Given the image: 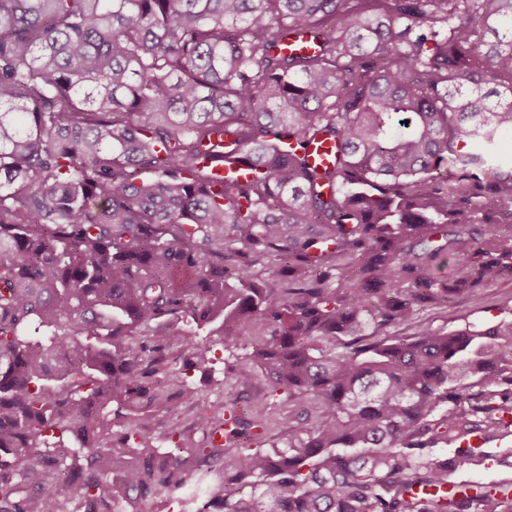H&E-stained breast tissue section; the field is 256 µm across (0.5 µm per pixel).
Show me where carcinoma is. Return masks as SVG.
Listing matches in <instances>:
<instances>
[{"label": "carcinoma", "mask_w": 512, "mask_h": 512, "mask_svg": "<svg viewBox=\"0 0 512 512\" xmlns=\"http://www.w3.org/2000/svg\"><path fill=\"white\" fill-rule=\"evenodd\" d=\"M505 131L512 0H0V512H512L504 484L441 490L480 449L425 453L505 429L485 379L512 383V322L364 342L512 278ZM200 335L317 420L160 447L215 362Z\"/></svg>", "instance_id": "cac0c4a2"}]
</instances>
